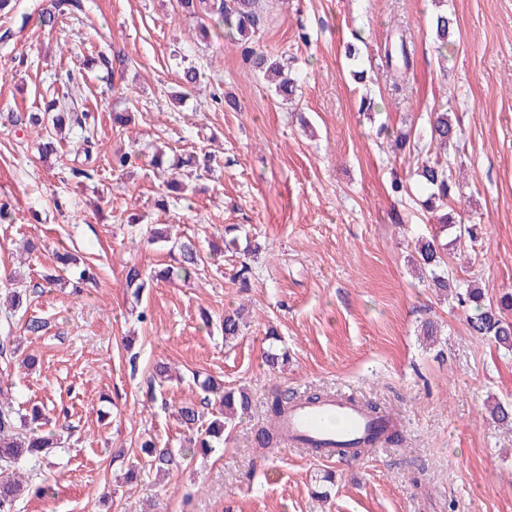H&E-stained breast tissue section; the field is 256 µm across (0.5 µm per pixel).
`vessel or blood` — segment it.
<instances>
[{
	"label": "vessel or blood",
	"mask_w": 512,
	"mask_h": 512,
	"mask_svg": "<svg viewBox=\"0 0 512 512\" xmlns=\"http://www.w3.org/2000/svg\"><path fill=\"white\" fill-rule=\"evenodd\" d=\"M379 421L367 413L355 397L334 394L317 403L293 405L280 420L285 444L324 449L326 457L337 458L343 445L375 436Z\"/></svg>",
	"instance_id": "1"
}]
</instances>
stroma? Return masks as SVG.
Returning a JSON list of instances; mask_svg holds the SVG:
<instances>
[{"label":"stroma","instance_id":"stroma-1","mask_svg":"<svg viewBox=\"0 0 512 512\" xmlns=\"http://www.w3.org/2000/svg\"><path fill=\"white\" fill-rule=\"evenodd\" d=\"M18 2L0 15V32L13 33L0 43V202L12 211L0 224V290L24 289L30 304L0 311L11 354L0 387L47 418L67 410L69 428L30 475L43 493H26L16 512H512V429L489 416L512 402V354L471 336L467 309L414 268L435 216L420 190L399 199L391 182L409 179L419 154L392 153L377 134L384 122L421 146L432 109L460 117L465 136L448 149L461 182L454 208L483 234L451 247L448 273L493 303L512 292V0H280L247 43L201 40L177 0H89L86 14L51 27L42 0ZM440 8L455 28L444 60L431 25ZM399 32L414 66L398 90L380 49ZM247 46L287 65L292 102L245 63ZM188 66L200 83L179 99ZM55 94L97 122L89 177L71 173V140L43 159L35 129L11 120ZM365 96L380 115L361 111ZM116 111L129 113L126 127L113 126ZM132 146L137 164L112 170V153ZM158 147L170 161L202 150L217 159L163 209V177L147 161ZM155 228L198 241L204 262L197 277L152 283L136 301L128 266L152 275L180 259L149 243ZM64 248L96 284L74 293L73 267L54 258ZM237 309L246 326L228 347L221 322ZM33 317L44 324L36 335L25 329ZM426 320L438 328L432 344ZM272 345L288 353L276 371L263 362ZM157 362L177 377L152 393ZM208 377L248 388L250 414L229 423L220 448L156 477L143 443L193 439L175 410L201 398ZM284 390L377 404L402 441L355 462L283 446L261 455L255 434ZM327 471L335 484L320 499Z\"/></svg>","mask_w":512,"mask_h":512}]
</instances>
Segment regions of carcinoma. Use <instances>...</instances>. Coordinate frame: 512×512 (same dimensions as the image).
<instances>
[{"label":"carcinoma","instance_id":"cac0c4a2","mask_svg":"<svg viewBox=\"0 0 512 512\" xmlns=\"http://www.w3.org/2000/svg\"><path fill=\"white\" fill-rule=\"evenodd\" d=\"M182 12L191 18L198 19L199 29L204 39L224 38L230 41L244 40L255 32L264 16L269 14L270 0H179ZM86 5L83 0H50V3L40 8V15L47 26L54 25L58 18L74 12H83ZM433 28L435 39L440 48H447L452 36L451 20L448 14L440 11L434 15ZM383 60L386 68L392 72L393 78L402 82L413 67L412 50L404 34L393 35L386 40L383 49ZM247 61L250 66L272 79L278 80L275 92L283 99L295 96V81L284 73L285 65L264 53L248 51ZM91 114L88 112H58L56 101L45 103L44 111L20 113L15 116V122L27 123L33 128L42 130L38 134L37 149L40 155L48 157L58 153V142L47 125L60 126L68 121L77 128L76 154H84L86 160H92L93 149L96 145L94 132L89 124ZM462 136V127L455 113L448 111V106L441 105L430 113L428 127V145L444 151L448 144L457 141ZM139 159V151L132 149L112 155V169L123 170ZM414 183L425 195L422 205L430 212L443 206H449L455 190L456 180L453 177L452 163L448 160L429 157L421 160L412 173ZM165 192L157 205L166 207L168 198L172 195H183L188 185L181 179L180 174L170 173L163 180ZM439 232L454 234L453 241L468 237L473 241L482 233L479 224H463L451 212H445L439 217ZM448 244L439 242V236L423 237L415 245L416 262L429 271L431 279L429 286L437 292L446 294L457 300L470 310L468 314L469 332L473 336L487 339L496 346L512 353V318L507 311L512 310V295H503L499 303L491 304L485 301L482 289L468 283L460 285L449 278L444 268L447 263ZM172 248L180 254L178 271L189 277L199 270L203 264V255L196 243L191 239L179 240L172 243ZM126 285L132 289L134 300H139L145 288L140 269L131 265L126 272ZM243 326L242 314L238 311L224 314L221 323L224 342L232 343L241 335ZM204 393L201 402L192 399L185 400L177 407L176 413L184 426L197 433L194 445L197 450L206 454L212 451V441L219 440L224 435V426L235 418L249 413L252 398L249 392L242 389L224 388V384L213 379H205L199 383ZM492 420L502 426L512 425V406L496 403L490 408ZM43 410L37 406L31 411L22 412L11 402L0 404V463L7 469L14 468L23 461H34L39 455L56 447L57 439L50 430H45ZM279 438L275 428L270 427L261 433L258 445L264 454H271L277 446ZM151 466L160 472H165L176 463L175 452L170 448H148ZM27 481L17 473L11 472V478L0 480V512H15L17 501L24 495Z\"/></svg>","mask_w":512,"mask_h":512}]
</instances>
